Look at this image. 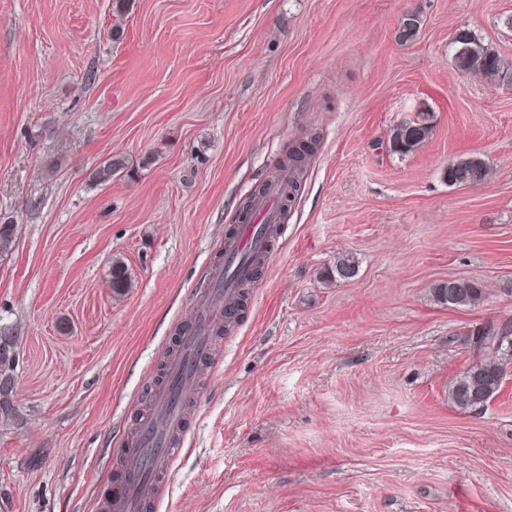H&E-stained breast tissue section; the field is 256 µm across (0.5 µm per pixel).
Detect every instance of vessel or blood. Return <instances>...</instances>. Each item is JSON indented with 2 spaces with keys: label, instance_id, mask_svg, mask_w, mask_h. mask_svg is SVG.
Listing matches in <instances>:
<instances>
[{
  "label": "vessel or blood",
  "instance_id": "vessel-or-blood-1",
  "mask_svg": "<svg viewBox=\"0 0 512 512\" xmlns=\"http://www.w3.org/2000/svg\"><path fill=\"white\" fill-rule=\"evenodd\" d=\"M288 177L284 171L268 183L264 195L255 200L254 223L241 225L234 238L225 244V251L243 254L253 247L261 223L274 208L280 184ZM236 297L233 282L225 279L223 269H215L210 288L196 298L189 324L167 359L165 381L152 396L155 410L140 419L137 434L127 450L128 464L120 467L112 484L103 491L104 502L110 503L114 512H140L144 500L166 472L168 462L180 454L186 422L183 398L200 369L211 362L210 332L214 325L224 322Z\"/></svg>",
  "mask_w": 512,
  "mask_h": 512
}]
</instances>
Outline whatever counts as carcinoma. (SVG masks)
<instances>
[{"label": "carcinoma", "mask_w": 512, "mask_h": 512, "mask_svg": "<svg viewBox=\"0 0 512 512\" xmlns=\"http://www.w3.org/2000/svg\"><path fill=\"white\" fill-rule=\"evenodd\" d=\"M421 19L415 12L403 15L399 38L403 41L414 38L420 29ZM455 52L453 65L464 76L480 75L494 81H505L512 73V62L498 52L484 46L472 32L462 29L453 36ZM432 131L430 116L420 112L416 118L397 124L388 140V149L394 154L406 156L416 152L429 139ZM311 144L301 143L283 159L281 166L297 171L305 160ZM128 168L123 156L109 157L95 172L99 182H109L112 177ZM486 176L485 162L477 156L460 158L448 163L443 170L445 182L455 186H466L481 181ZM336 279L346 281L355 277L358 266L350 256H340L334 267ZM131 286L127 270L115 260L112 263V288L122 292ZM435 302L456 308L474 307L485 296L483 284L477 280L451 279L435 283L431 288ZM471 345L477 362L453 383L449 389L451 402L463 411L481 409L487 405L502 385L507 359L512 358V323L488 322L473 334ZM16 361L15 337L0 331V413L9 414L13 405L9 397L13 393L14 365Z\"/></svg>", "instance_id": "obj_1"}]
</instances>
